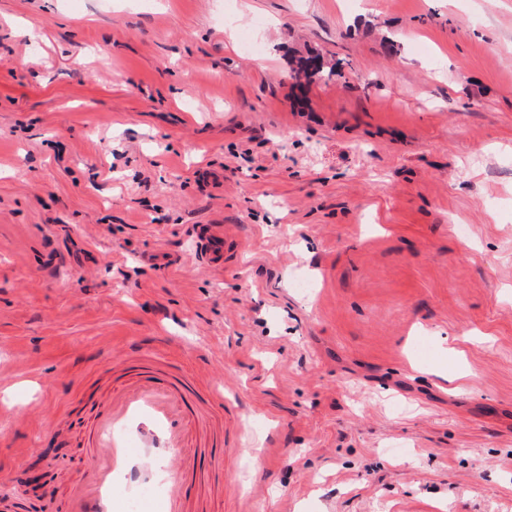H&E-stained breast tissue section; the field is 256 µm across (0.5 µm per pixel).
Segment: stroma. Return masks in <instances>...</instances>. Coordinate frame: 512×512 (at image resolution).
<instances>
[{
    "instance_id": "1",
    "label": "stroma",
    "mask_w": 512,
    "mask_h": 512,
    "mask_svg": "<svg viewBox=\"0 0 512 512\" xmlns=\"http://www.w3.org/2000/svg\"><path fill=\"white\" fill-rule=\"evenodd\" d=\"M143 365L192 512H512V0H0L8 512ZM312 63H315L316 65L314 70L309 73L308 71ZM338 64V62H335L330 65H325L319 58L308 57L303 60V62L298 63L297 68L294 70V77L300 78V73L304 72L307 79L313 76L330 79L333 75H336V68L338 67ZM200 262L213 268L224 267V230H217L213 224L197 225Z\"/></svg>"
}]
</instances>
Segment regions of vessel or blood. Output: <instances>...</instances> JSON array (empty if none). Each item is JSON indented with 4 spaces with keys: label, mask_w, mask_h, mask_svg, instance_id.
I'll return each mask as SVG.
<instances>
[{
    "label": "vessel or blood",
    "mask_w": 512,
    "mask_h": 512,
    "mask_svg": "<svg viewBox=\"0 0 512 512\" xmlns=\"http://www.w3.org/2000/svg\"><path fill=\"white\" fill-rule=\"evenodd\" d=\"M197 240L198 260L223 267V231L198 225ZM196 397L182 374L164 380L150 369L136 370L93 421L94 451L84 479L69 493L67 512H186L183 450Z\"/></svg>",
    "instance_id": "vessel-or-blood-1"
}]
</instances>
